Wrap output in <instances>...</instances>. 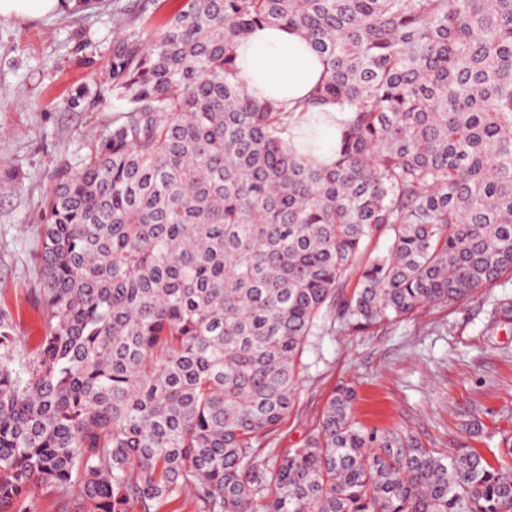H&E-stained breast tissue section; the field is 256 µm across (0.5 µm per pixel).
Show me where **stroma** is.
<instances>
[{
  "instance_id": "35a3bbf8",
  "label": "stroma",
  "mask_w": 512,
  "mask_h": 512,
  "mask_svg": "<svg viewBox=\"0 0 512 512\" xmlns=\"http://www.w3.org/2000/svg\"><path fill=\"white\" fill-rule=\"evenodd\" d=\"M182 3L95 0L50 20L0 17V178L15 180L0 191V307L13 318L17 364L36 357L45 334L35 246L54 167L87 153L121 106L112 94L115 27L149 36ZM506 300L510 276L469 300L365 331L321 320L274 447L300 446L334 392L349 386L357 393L353 415L365 425L412 433L448 453H497L512 442V320L499 312ZM473 421L484 438L466 433Z\"/></svg>"
}]
</instances>
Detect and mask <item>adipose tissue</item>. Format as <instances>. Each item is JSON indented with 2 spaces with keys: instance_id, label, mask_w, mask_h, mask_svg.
Segmentation results:
<instances>
[{
  "instance_id": "ef3b65f1",
  "label": "adipose tissue",
  "mask_w": 512,
  "mask_h": 512,
  "mask_svg": "<svg viewBox=\"0 0 512 512\" xmlns=\"http://www.w3.org/2000/svg\"><path fill=\"white\" fill-rule=\"evenodd\" d=\"M239 75L246 91L262 99L278 100L291 109L292 134L316 129L315 154L320 163L336 159L340 130L347 112L334 105L298 111V101L307 97L323 73L320 57L298 33L282 27L256 28L235 48Z\"/></svg>"
}]
</instances>
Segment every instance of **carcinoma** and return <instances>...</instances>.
Masks as SVG:
<instances>
[{"instance_id":"carcinoma-1","label":"carcinoma","mask_w":512,"mask_h":512,"mask_svg":"<svg viewBox=\"0 0 512 512\" xmlns=\"http://www.w3.org/2000/svg\"><path fill=\"white\" fill-rule=\"evenodd\" d=\"M265 25L326 66L298 106L350 112L330 166L238 78ZM112 79L125 108L56 168L18 370L0 307V512L37 487L61 512H512L511 444L367 427L349 387L259 460L322 316L362 331L512 276V0H186Z\"/></svg>"}]
</instances>
